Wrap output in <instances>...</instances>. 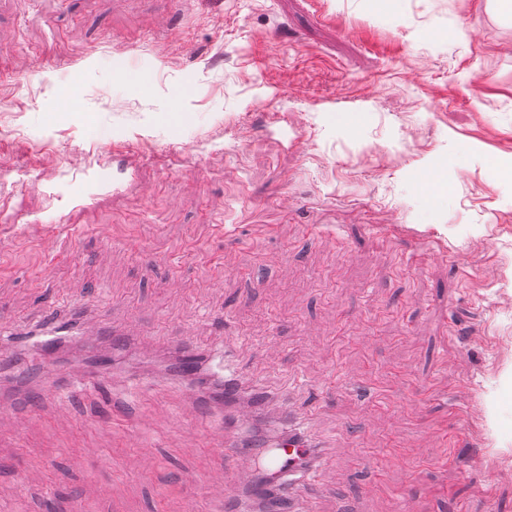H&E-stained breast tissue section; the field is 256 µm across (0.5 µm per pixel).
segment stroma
<instances>
[{"label":"stroma","mask_w":512,"mask_h":512,"mask_svg":"<svg viewBox=\"0 0 512 512\" xmlns=\"http://www.w3.org/2000/svg\"><path fill=\"white\" fill-rule=\"evenodd\" d=\"M48 296L159 343L66 399L90 345L0 341V512H224L216 354L289 403L244 440L323 443L318 512H512V9L0 0V317Z\"/></svg>","instance_id":"1"}]
</instances>
